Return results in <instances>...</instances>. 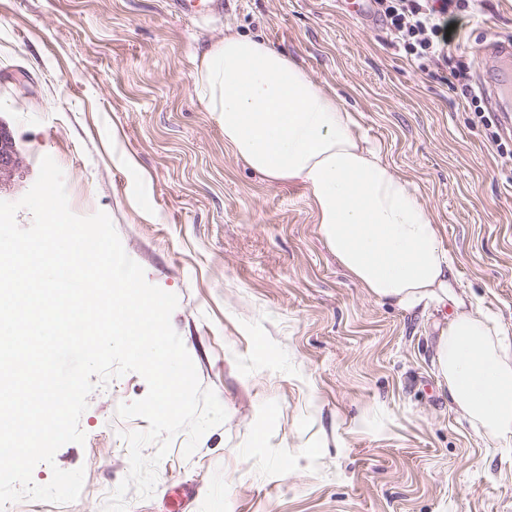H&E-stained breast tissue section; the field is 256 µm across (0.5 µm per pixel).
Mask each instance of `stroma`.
Instances as JSON below:
<instances>
[{
  "mask_svg": "<svg viewBox=\"0 0 512 512\" xmlns=\"http://www.w3.org/2000/svg\"><path fill=\"white\" fill-rule=\"evenodd\" d=\"M458 47L418 67L377 13L336 0H227L174 15L169 0H0V126L19 200L40 160L65 175L70 209L106 212L150 284L178 297L171 324L203 388L227 412L192 455L177 434L151 498L127 512H512V446L478 438L433 367L434 310L378 304L339 265L296 181L272 182L224 145L194 92L196 66L229 32L261 38L357 113L362 133L412 181L454 261L458 285L512 336V165L474 124L463 89L495 67L480 45L512 38V0L457 15ZM136 372L96 387L53 468L84 471L71 503L1 512H102L129 473L120 403Z\"/></svg>",
  "mask_w": 512,
  "mask_h": 512,
  "instance_id": "35a3bbf8",
  "label": "stroma"
}]
</instances>
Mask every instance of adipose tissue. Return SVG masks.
Here are the masks:
<instances>
[{
    "label": "adipose tissue",
    "instance_id": "obj_1",
    "mask_svg": "<svg viewBox=\"0 0 512 512\" xmlns=\"http://www.w3.org/2000/svg\"><path fill=\"white\" fill-rule=\"evenodd\" d=\"M195 93L235 157L274 182L304 184L318 229L374 301L434 306V368L479 436L512 444V347L461 291L418 189L360 133L355 113L266 42L225 34L200 59Z\"/></svg>",
    "mask_w": 512,
    "mask_h": 512
}]
</instances>
